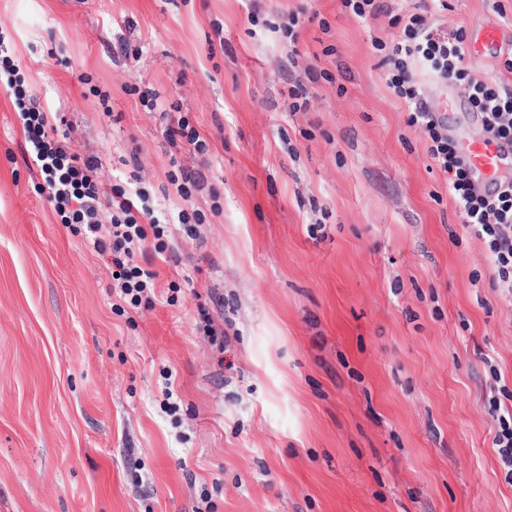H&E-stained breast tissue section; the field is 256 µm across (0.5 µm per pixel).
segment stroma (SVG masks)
Returning a JSON list of instances; mask_svg holds the SVG:
<instances>
[{"label": "stroma", "instance_id": "35a3bbf8", "mask_svg": "<svg viewBox=\"0 0 512 512\" xmlns=\"http://www.w3.org/2000/svg\"><path fill=\"white\" fill-rule=\"evenodd\" d=\"M493 1L440 22L511 39ZM383 2L0 0L55 139L105 188L206 215L164 225L149 302L116 314L108 256L39 193L0 91V512H512L489 407L512 297L387 86L372 40L411 0ZM301 11L321 20L296 43L270 31ZM312 67L333 79L290 111ZM173 102L206 154L166 141ZM380 0H341L343 9L361 19L368 16L376 17L383 11L384 5Z\"/></svg>", "mask_w": 512, "mask_h": 512}]
</instances>
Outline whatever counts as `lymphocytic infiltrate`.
Returning a JSON list of instances; mask_svg holds the SVG:
<instances>
[{
    "label": "lymphocytic infiltrate",
    "instance_id": "f902f5d3",
    "mask_svg": "<svg viewBox=\"0 0 512 512\" xmlns=\"http://www.w3.org/2000/svg\"><path fill=\"white\" fill-rule=\"evenodd\" d=\"M449 0H414L401 34L386 41L373 38L380 62L388 68L387 85L408 110V126L420 130L426 151L448 178V193L466 228L480 239L495 268L492 287L512 295V186L495 196L481 195L474 175L460 156L447 126L429 105L415 78L423 66L437 78L464 86L472 106L484 116L488 132L512 138V87L494 78H474L466 64V34L439 28L438 12ZM0 88L11 98L23 121L25 154L43 179V189L65 226H79L96 251L111 258V274L125 305L139 307L154 287L156 271L137 261L157 230L160 218L144 190H105L95 157L79 159L67 146L50 139L51 113L40 109L18 63L0 46ZM108 235H101L102 225Z\"/></svg>",
    "mask_w": 512,
    "mask_h": 512
}]
</instances>
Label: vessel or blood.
<instances>
[{
    "label": "vessel or blood",
    "instance_id": "1",
    "mask_svg": "<svg viewBox=\"0 0 512 512\" xmlns=\"http://www.w3.org/2000/svg\"><path fill=\"white\" fill-rule=\"evenodd\" d=\"M469 51L475 56L501 55L508 48L502 40L499 28H484ZM440 106L437 115L447 123L448 132L456 141L460 154L472 169L478 187L505 188L512 183V141L494 137L486 130H469L462 126L460 118L471 106L466 98L453 92L448 83H439L436 89Z\"/></svg>",
    "mask_w": 512,
    "mask_h": 512
}]
</instances>
